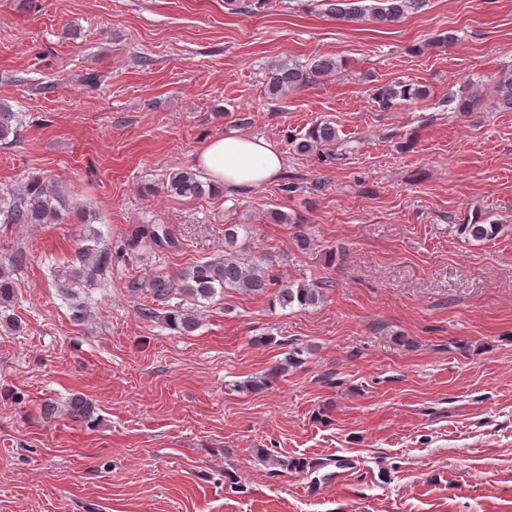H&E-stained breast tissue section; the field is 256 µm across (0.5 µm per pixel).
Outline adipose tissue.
<instances>
[{"mask_svg":"<svg viewBox=\"0 0 512 512\" xmlns=\"http://www.w3.org/2000/svg\"><path fill=\"white\" fill-rule=\"evenodd\" d=\"M214 182L227 189L256 188L272 182L283 167L281 152L257 136L213 138L198 158Z\"/></svg>","mask_w":512,"mask_h":512,"instance_id":"obj_1","label":"adipose tissue"}]
</instances>
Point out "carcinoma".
Instances as JSON below:
<instances>
[{
    "label": "carcinoma",
    "mask_w": 512,
    "mask_h": 512,
    "mask_svg": "<svg viewBox=\"0 0 512 512\" xmlns=\"http://www.w3.org/2000/svg\"><path fill=\"white\" fill-rule=\"evenodd\" d=\"M328 12L337 20L350 25L370 21L379 26H388L398 22L409 11L421 7L423 0H326ZM338 71V65L331 58L319 60L306 70L294 63L283 61L268 70L265 90L271 97L288 94L291 89L306 85L314 76L331 74ZM430 96L429 90L417 83H390L376 89L375 98L384 108L395 104L417 102ZM494 106L501 112H512V73L500 76L493 84ZM481 96L475 91H461L458 95L448 96V110L467 114L481 109ZM19 115L0 105V142L18 136ZM336 140V128L329 122L314 125L302 140L292 139L294 149L306 154L314 151L321 143ZM168 193L181 197L197 198L212 194L216 186L198 179V174L187 169L173 172L166 181ZM68 212L67 199L57 186L44 180L20 182L4 193H0L1 224H57ZM234 224L224 229V256L217 260L197 262L174 280L163 275L154 276L147 287V295L154 301L165 302L176 294H184L193 299L210 300L216 295L232 290L242 294H262L277 285V299L284 306L298 303L300 306L315 305L322 292L304 284L293 287L291 283L276 281L266 276L265 271L254 264L245 262L240 250L236 248L238 229ZM461 234L475 241L490 240L499 232L497 224H462ZM160 246L164 243L172 246L174 239L168 231L157 225L140 224L131 232V245ZM24 262L23 253H17L8 266L0 265V306L7 307L15 297L13 278L17 267ZM76 265L69 271V282L73 284H92L102 272L112 264V250L99 245L91 236L87 244L75 251ZM167 325L184 334L192 333L197 321L191 314L182 310H172L165 316ZM298 364L293 355L285 362L271 367L256 386H266L275 382L287 368ZM95 413V405L81 394L69 401V414L75 420L88 422Z\"/></svg>",
    "instance_id": "obj_1"
}]
</instances>
